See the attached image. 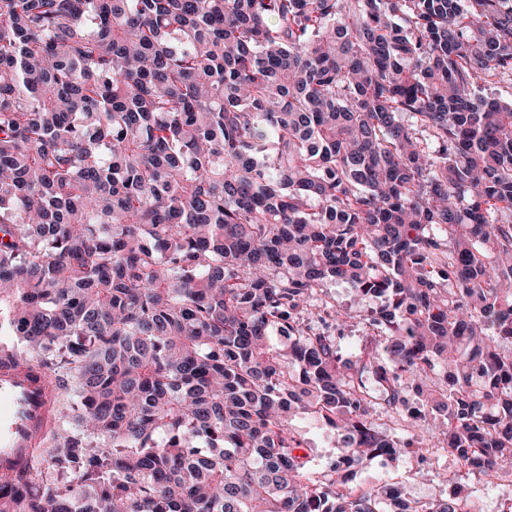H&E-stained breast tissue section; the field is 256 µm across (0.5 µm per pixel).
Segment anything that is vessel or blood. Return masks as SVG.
I'll return each mask as SVG.
<instances>
[{"mask_svg": "<svg viewBox=\"0 0 512 512\" xmlns=\"http://www.w3.org/2000/svg\"><path fill=\"white\" fill-rule=\"evenodd\" d=\"M54 400L37 364L0 367V472L32 463L53 427Z\"/></svg>", "mask_w": 512, "mask_h": 512, "instance_id": "b4317fda", "label": "vessel or blood"}]
</instances>
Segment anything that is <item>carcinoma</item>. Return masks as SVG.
<instances>
[{"instance_id":"carcinoma-1","label":"carcinoma","mask_w":512,"mask_h":512,"mask_svg":"<svg viewBox=\"0 0 512 512\" xmlns=\"http://www.w3.org/2000/svg\"><path fill=\"white\" fill-rule=\"evenodd\" d=\"M502 83L512 0H0V363L72 414L0 512H462L350 471L512 474ZM336 281L381 301L353 357ZM293 425L305 439V444L312 452V475L320 478L328 469L332 460L336 459L338 450L326 427L305 418H297ZM448 467H457V464L448 458L439 465H418L414 460L402 455L393 460H365L355 469L353 484L366 486L386 479L396 483L404 499L429 501L448 495L450 488L439 475ZM419 469L421 471H418Z\"/></svg>"}]
</instances>
